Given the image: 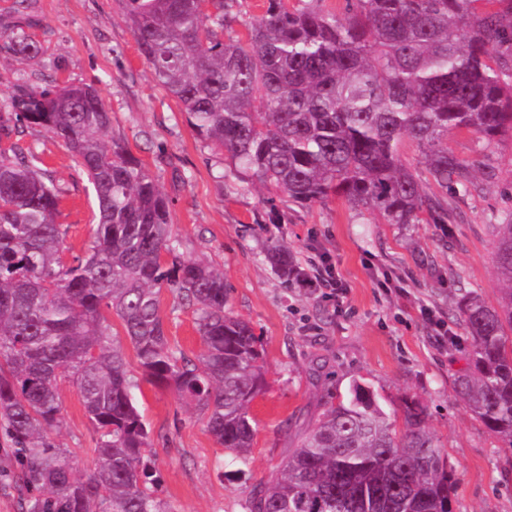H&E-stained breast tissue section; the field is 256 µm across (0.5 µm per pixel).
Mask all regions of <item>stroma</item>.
Instances as JSON below:
<instances>
[{
  "label": "stroma",
  "mask_w": 512,
  "mask_h": 512,
  "mask_svg": "<svg viewBox=\"0 0 512 512\" xmlns=\"http://www.w3.org/2000/svg\"><path fill=\"white\" fill-rule=\"evenodd\" d=\"M32 7L46 52L36 62L0 53V99L18 83L94 84L113 135L167 196L182 256L223 271L230 311L261 338L268 387L250 405L256 435L247 467L174 389L141 383L135 397L151 432L158 497L179 512H246L253 487L273 479L311 425L360 382L393 419L403 417V398L425 406L426 427L457 479L453 512H512V447L487 432L454 388L470 350L457 303L469 292L491 305L499 297L492 246L496 225L512 221V139L449 136L457 156L482 173L467 187L427 185L447 206L442 224H388L338 198L301 206L196 139L140 55L118 0H33ZM21 141L40 153L66 195V255L83 253L98 207L79 159L38 126L25 128ZM274 243L308 273L330 255L343 292L283 283L264 258ZM158 298L170 344L198 356L192 307L167 285ZM59 388L62 423L53 437L77 470H92L96 434L80 393L68 377Z\"/></svg>",
  "instance_id": "1"
}]
</instances>
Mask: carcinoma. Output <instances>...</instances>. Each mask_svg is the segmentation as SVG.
<instances>
[{
  "instance_id": "cac0c4a2",
  "label": "carcinoma",
  "mask_w": 512,
  "mask_h": 512,
  "mask_svg": "<svg viewBox=\"0 0 512 512\" xmlns=\"http://www.w3.org/2000/svg\"><path fill=\"white\" fill-rule=\"evenodd\" d=\"M155 80L182 105L197 139L227 153L298 204L338 197L389 224L445 220L442 189L472 183L448 146L468 131L512 137V0H264L246 40L224 42L238 0H120ZM38 20L17 11L0 51L34 60ZM40 126L81 162L98 205L92 240L63 258L64 192L41 159L12 136ZM0 488L18 512H178L153 493L150 431L140 379L174 387L203 412L209 433L242 465L256 428L252 401L267 388L260 337L227 309L216 268L179 253L170 206L85 82L16 84L0 100ZM417 144L421 175L402 160ZM171 263L162 261L163 254ZM494 262L507 283L497 306L465 295L459 319L471 338L460 401L512 447V223L496 225ZM290 281L294 265L268 250ZM194 307L203 352L172 346L159 314L162 283ZM117 316L141 369H128L109 316ZM76 379L97 434L96 462L78 471L52 431L58 380ZM397 431L373 392L352 386L325 410L274 479L255 486L249 512H351L380 494L390 512H452L456 478L425 425V408L402 401Z\"/></svg>"
}]
</instances>
